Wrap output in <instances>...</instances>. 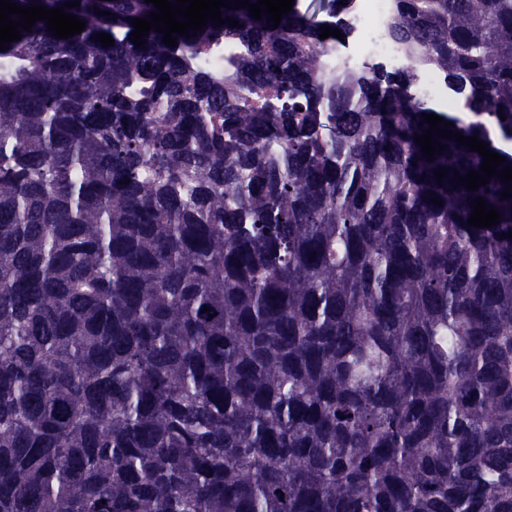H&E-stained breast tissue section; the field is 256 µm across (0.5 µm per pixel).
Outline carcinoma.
I'll return each mask as SVG.
<instances>
[{"instance_id":"obj_1","label":"carcinoma","mask_w":512,"mask_h":512,"mask_svg":"<svg viewBox=\"0 0 512 512\" xmlns=\"http://www.w3.org/2000/svg\"><path fill=\"white\" fill-rule=\"evenodd\" d=\"M12 2L86 28L0 52V512H512V198L415 141L434 69L512 167V0H392L405 63L336 74L299 0L139 48L145 0Z\"/></svg>"}]
</instances>
